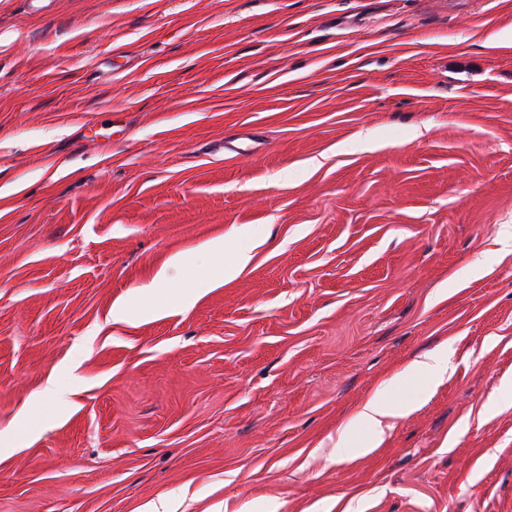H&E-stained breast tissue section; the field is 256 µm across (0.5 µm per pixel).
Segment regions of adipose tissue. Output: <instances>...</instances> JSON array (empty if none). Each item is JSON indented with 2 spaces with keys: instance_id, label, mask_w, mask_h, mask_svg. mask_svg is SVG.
I'll use <instances>...</instances> for the list:
<instances>
[{
  "instance_id": "ef3b65f1",
  "label": "adipose tissue",
  "mask_w": 512,
  "mask_h": 512,
  "mask_svg": "<svg viewBox=\"0 0 512 512\" xmlns=\"http://www.w3.org/2000/svg\"><path fill=\"white\" fill-rule=\"evenodd\" d=\"M204 249L214 259L208 273H194V254L181 252L169 259L167 269L159 270L152 285L140 288V295H151L155 287L166 282L168 268H178L190 274L189 280L180 289V304L187 309L211 288L236 278L247 268L252 259L249 249L229 247L226 240L221 237L208 241ZM411 411V405L394 402L377 394L361 406L355 415V420L370 434L372 440L377 442L381 440L394 419L405 416Z\"/></svg>"
}]
</instances>
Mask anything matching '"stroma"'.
Returning <instances> with one entry per match:
<instances>
[{"label": "stroma", "mask_w": 512, "mask_h": 512, "mask_svg": "<svg viewBox=\"0 0 512 512\" xmlns=\"http://www.w3.org/2000/svg\"><path fill=\"white\" fill-rule=\"evenodd\" d=\"M505 29L512 0H0V512H512ZM217 237L250 265L180 308L167 261ZM163 268L166 313L113 321ZM442 343L446 381L401 378ZM381 389L415 409L370 450Z\"/></svg>", "instance_id": "1"}]
</instances>
